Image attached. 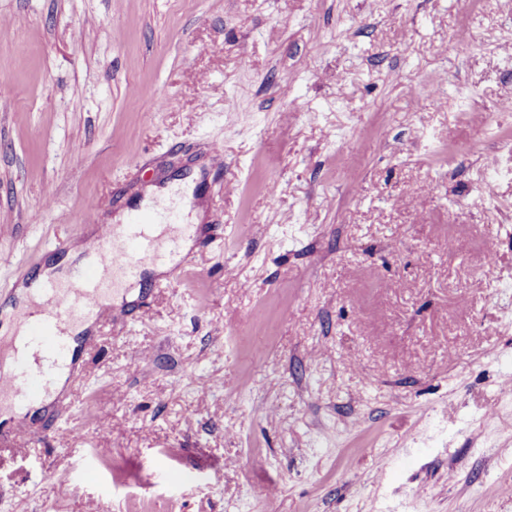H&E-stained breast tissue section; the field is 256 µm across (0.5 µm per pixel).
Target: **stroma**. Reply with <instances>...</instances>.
I'll return each instance as SVG.
<instances>
[{"mask_svg": "<svg viewBox=\"0 0 512 512\" xmlns=\"http://www.w3.org/2000/svg\"><path fill=\"white\" fill-rule=\"evenodd\" d=\"M1 17L0 326L86 200L192 176L206 218L0 420V512H512V0Z\"/></svg>", "mask_w": 512, "mask_h": 512, "instance_id": "35a3bbf8", "label": "stroma"}]
</instances>
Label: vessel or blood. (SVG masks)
<instances>
[{"mask_svg": "<svg viewBox=\"0 0 512 512\" xmlns=\"http://www.w3.org/2000/svg\"><path fill=\"white\" fill-rule=\"evenodd\" d=\"M196 227L183 200L160 201L126 223L98 226L93 262L65 280H48L32 310L13 328L24 348L11 364L0 362V400L18 406L41 402L60 369L72 363L69 331L98 318L108 293L137 280L145 264L174 265Z\"/></svg>", "mask_w": 512, "mask_h": 512, "instance_id": "b4317fda", "label": "vessel or blood"}]
</instances>
